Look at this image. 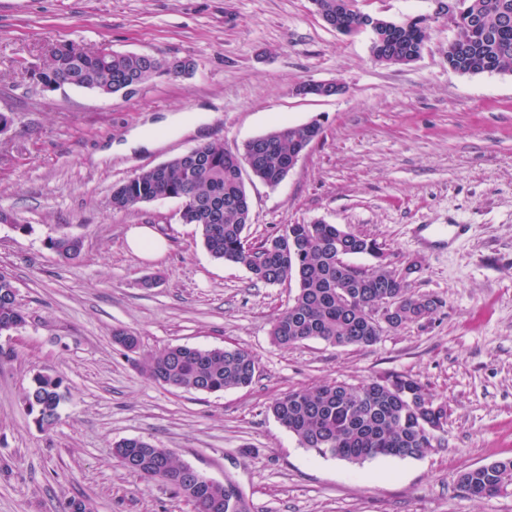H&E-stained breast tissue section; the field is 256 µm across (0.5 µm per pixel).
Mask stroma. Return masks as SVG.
I'll list each match as a JSON object with an SVG mask.
<instances>
[{"label": "stroma", "instance_id": "obj_1", "mask_svg": "<svg viewBox=\"0 0 512 512\" xmlns=\"http://www.w3.org/2000/svg\"><path fill=\"white\" fill-rule=\"evenodd\" d=\"M370 15L428 20L420 57L381 65L372 33L331 29L311 0H0V269L26 325L0 336V512H192L160 480L128 473L124 439L170 449L217 482H233L251 512H512V488L475 498L461 473L512 459V72L461 74L448 65L457 31L435 0H358ZM191 59L130 97L65 87L28 74L53 44ZM307 81L340 95L300 96ZM203 112L180 130L171 115ZM321 117L323 133L276 187L247 183L260 239L321 220L383 243L392 266L416 264L411 292L442 298L428 318L365 347L320 339L283 348L270 327L297 285L266 286L213 259L174 199L128 211L112 188L200 144L236 151L285 124ZM151 129L150 149L122 151ZM28 232H18V225ZM150 226L168 250L155 261L127 246ZM425 224H467L439 245ZM83 239V260L61 262L49 238ZM161 281L145 287L146 276ZM135 332L139 352L170 345L239 347L257 360L249 387L186 392L148 381L138 354L113 340ZM63 377L60 419L39 427L24 406L32 377ZM419 381L448 402L442 447L419 458L360 464L302 448L271 403L326 382Z\"/></svg>", "mask_w": 512, "mask_h": 512}]
</instances>
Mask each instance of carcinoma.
I'll return each instance as SVG.
<instances>
[{"label": "carcinoma", "mask_w": 512, "mask_h": 512, "mask_svg": "<svg viewBox=\"0 0 512 512\" xmlns=\"http://www.w3.org/2000/svg\"><path fill=\"white\" fill-rule=\"evenodd\" d=\"M325 21L337 20L351 35L366 30L367 14L355 0H315ZM457 9L448 24L458 30L448 47V65L459 73L512 71V0H456ZM426 19L384 21L373 30L371 48L384 44L375 61L409 64L421 54ZM44 83L73 81L114 94L127 85H140L163 75L160 58L108 49L85 51L72 43L50 48L31 68ZM322 134V126H284L257 136L232 153L214 144L198 145L154 168L142 169L112 189V210L124 211L158 197L181 204L182 222L197 226L203 245L216 260L244 267L257 283L279 285L295 281L297 293L291 304L273 320L270 336L288 348L311 339L336 347L370 346L381 336L382 326L370 312L394 310L393 329L429 317L442 300L429 294H412L406 282L396 278L383 261V245L337 224L314 220L286 224L264 239L251 241L246 234L251 221L249 197L242 178L244 159L251 162V178L271 187L288 173L291 154L308 148ZM48 245L63 261L82 260L81 237L61 234ZM366 255L375 260L362 268L347 257ZM26 323L18 290L10 274L0 270V335H9ZM113 339L130 352L139 349L137 336L117 330ZM140 372L150 381L185 391L218 393L245 388L256 374V360L237 347L201 349L173 345L146 353ZM65 398L64 379L37 373L24 397V406L40 427L59 418ZM275 418L294 434L299 444L350 463L377 457L418 458L442 446V439L428 428L440 429L448 419V402L423 393V386L408 377L376 378L358 386L327 383L300 389L276 399ZM131 448L139 462L125 467L145 479H158L189 501L194 512H214L224 501L223 512H249V505L230 484L179 480L182 465L167 448L149 441L127 446L121 441L115 453ZM459 485L476 498L492 497L512 486V459L476 467L460 474Z\"/></svg>", "instance_id": "cac0c4a2"}]
</instances>
